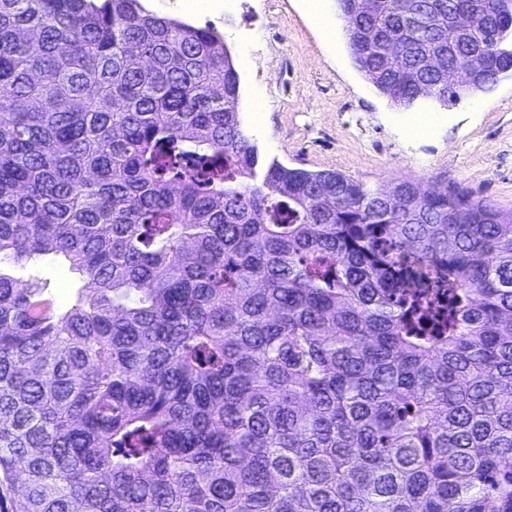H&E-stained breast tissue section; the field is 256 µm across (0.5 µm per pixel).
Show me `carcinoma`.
Masks as SVG:
<instances>
[{
	"label": "carcinoma",
	"mask_w": 512,
	"mask_h": 512,
	"mask_svg": "<svg viewBox=\"0 0 512 512\" xmlns=\"http://www.w3.org/2000/svg\"><path fill=\"white\" fill-rule=\"evenodd\" d=\"M409 107L461 0H337ZM215 30L0 0V479L13 512H512V211L259 164ZM81 285L58 304L33 260Z\"/></svg>",
	"instance_id": "carcinoma-1"
}]
</instances>
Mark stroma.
Instances as JSON below:
<instances>
[{"label":"stroma","instance_id":"obj_1","mask_svg":"<svg viewBox=\"0 0 512 512\" xmlns=\"http://www.w3.org/2000/svg\"><path fill=\"white\" fill-rule=\"evenodd\" d=\"M160 15L223 37L240 78L242 126L261 159L291 168L338 171L373 185L408 180L512 210V78L493 90L402 107L357 69L336 0H236L186 13L181 0H143ZM420 112L434 130L410 135Z\"/></svg>","mask_w":512,"mask_h":512}]
</instances>
